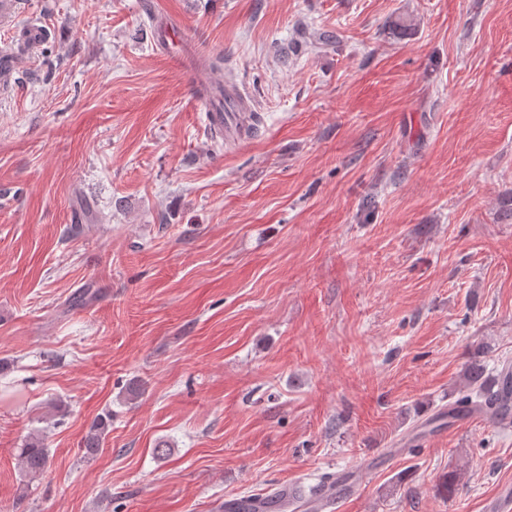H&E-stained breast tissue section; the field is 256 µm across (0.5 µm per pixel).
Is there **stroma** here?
Returning a JSON list of instances; mask_svg holds the SVG:
<instances>
[{
    "label": "stroma",
    "mask_w": 512,
    "mask_h": 512,
    "mask_svg": "<svg viewBox=\"0 0 512 512\" xmlns=\"http://www.w3.org/2000/svg\"><path fill=\"white\" fill-rule=\"evenodd\" d=\"M33 24L0 90V512H224L342 472L333 512L512 491V423L426 425L477 347L512 362V0H19L0 51ZM217 54L238 138L196 82ZM218 94L222 102L220 100L218 101L219 109H216L217 112H210V120L211 124L217 129V131L220 132L221 137L224 138V134L234 135L244 126V117L246 116L245 113H248L250 111V104L244 95L238 94V97L236 98V121L234 123L230 122L232 123L229 124L230 129L225 131L223 112H228L226 110V103L231 93L224 90L223 87L222 89L218 90ZM110 427L109 419L107 417L100 418L92 426V430L84 437L83 448L87 455L93 456L102 444L108 434ZM18 465L30 479L41 476L49 464V454L44 439L39 436L28 437L22 448H16Z\"/></svg>",
    "instance_id": "1"
}]
</instances>
